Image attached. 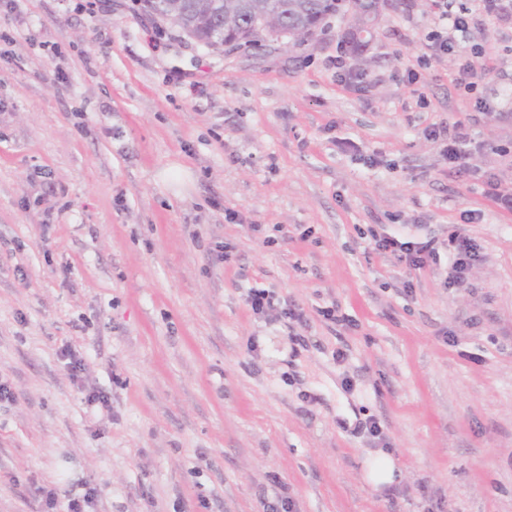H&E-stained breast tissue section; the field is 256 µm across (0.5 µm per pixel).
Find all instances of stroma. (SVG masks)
<instances>
[{"label": "stroma", "mask_w": 512, "mask_h": 512, "mask_svg": "<svg viewBox=\"0 0 512 512\" xmlns=\"http://www.w3.org/2000/svg\"><path fill=\"white\" fill-rule=\"evenodd\" d=\"M77 2L0 0V512H512V19L439 55L389 0L357 56ZM460 121L464 169L423 134ZM455 231L461 288L374 247ZM448 285L463 286L465 273L473 262L479 259L477 244L470 238L459 233L448 236ZM246 303L254 314L269 315L272 312L280 313L287 318H297L295 310L279 306L280 302L266 289L249 288L246 293ZM395 470V461L390 456L382 455L376 459L367 477L376 486L388 484L393 481Z\"/></svg>", "instance_id": "obj_1"}]
</instances>
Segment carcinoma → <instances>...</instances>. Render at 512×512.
<instances>
[{"mask_svg":"<svg viewBox=\"0 0 512 512\" xmlns=\"http://www.w3.org/2000/svg\"><path fill=\"white\" fill-rule=\"evenodd\" d=\"M198 0H183L187 13L181 30L206 47L219 34L224 44H247L270 36L261 16L272 17L283 28L305 29L339 12L338 0H224V11L204 13L194 8Z\"/></svg>","mask_w":512,"mask_h":512,"instance_id":"cac0c4a2","label":"carcinoma"}]
</instances>
